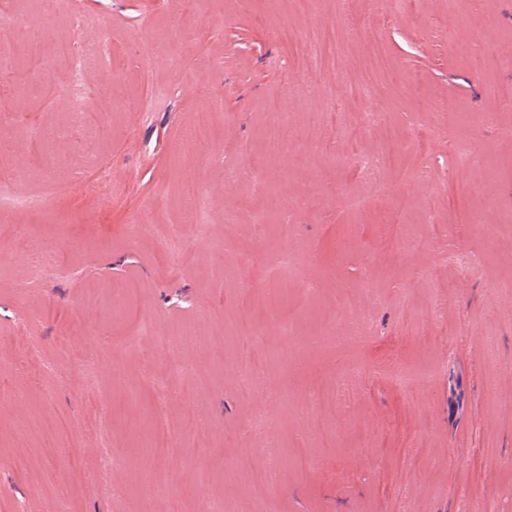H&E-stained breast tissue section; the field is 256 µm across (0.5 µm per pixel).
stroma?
Returning <instances> with one entry per match:
<instances>
[{
    "instance_id": "stroma-1",
    "label": "stroma",
    "mask_w": 512,
    "mask_h": 512,
    "mask_svg": "<svg viewBox=\"0 0 512 512\" xmlns=\"http://www.w3.org/2000/svg\"><path fill=\"white\" fill-rule=\"evenodd\" d=\"M0 8L41 28L56 89L11 98L0 118V186L48 193L43 211L0 212V512H201L210 495L230 512H512V298L495 290L512 278V238L495 229L512 212V144L498 138L512 122V0H314L301 15L289 0H63L48 24L34 0ZM72 12L97 19L83 43L111 41L110 62L80 80L103 139L66 129L74 78L56 48ZM106 93L116 109L101 117ZM216 97L218 138L185 152ZM270 101L288 115L279 156ZM458 137L478 164L456 165ZM370 151L384 159L374 178L329 163ZM92 154L112 193L90 191ZM192 186L208 225L178 264L160 239L127 242L136 217L185 223ZM352 190L367 196L357 211L342 204ZM286 202L297 208L284 236ZM35 238L59 266L32 287L22 255ZM287 248L310 291L238 285L241 259L263 279ZM475 248L474 271L447 258ZM350 307L369 313L371 333L342 321ZM147 320L191 322L209 346L147 363L125 346ZM330 329L340 346L323 340ZM241 360L261 390L241 389ZM181 363L209 375L205 394L174 377ZM396 365L438 374L405 391L385 374ZM171 379L156 407L154 384ZM283 390L288 405L270 400ZM258 408L261 435L247 425ZM34 416L44 430L23 436ZM275 454V488L256 494Z\"/></svg>"
}]
</instances>
